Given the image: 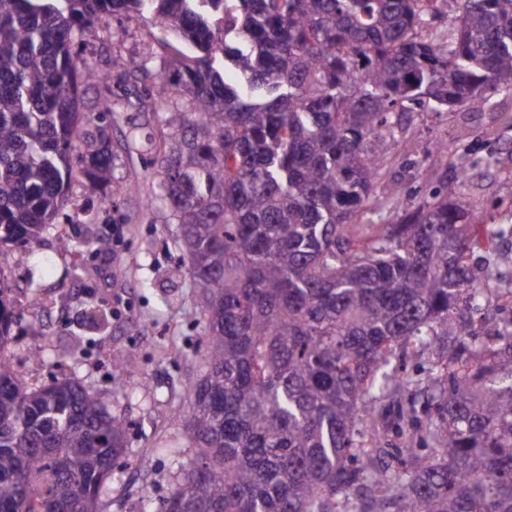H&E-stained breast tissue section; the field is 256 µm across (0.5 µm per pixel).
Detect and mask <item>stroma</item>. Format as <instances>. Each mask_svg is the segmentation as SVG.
<instances>
[{
	"mask_svg": "<svg viewBox=\"0 0 512 512\" xmlns=\"http://www.w3.org/2000/svg\"><path fill=\"white\" fill-rule=\"evenodd\" d=\"M178 46L146 16L121 26L101 23L84 55L110 78L84 84L81 109L97 111L108 96L121 104L106 120L109 193L117 205L100 208L84 179H73L64 222L70 251H58L53 230L37 249L0 248V282L18 316L6 351L22 381L38 387L74 378L129 423L128 465L107 480L103 512H155L170 493L173 470L158 448L167 440L186 444V387L202 374L199 291L191 274H170L182 258L181 228L166 205L145 207L162 180L152 143L176 106L155 104L143 84L124 74L133 58L160 69L163 56ZM463 129L471 130L469 139H460ZM400 141L397 148L371 144L382 162L378 194L385 202L369 204L363 222L395 223L427 200L431 187L443 186L476 214L473 235L485 238L495 225L512 224V97L489 92L442 112H413ZM439 143L447 152L436 151ZM116 224L122 234L111 251H97L93 235H111ZM41 253L54 258L52 270L38 266ZM36 346L43 358L30 357ZM125 352L135 354L133 368L113 365V355Z\"/></svg>",
	"mask_w": 512,
	"mask_h": 512,
	"instance_id": "1",
	"label": "stroma"
}]
</instances>
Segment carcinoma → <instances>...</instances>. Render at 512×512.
I'll use <instances>...</instances> for the list:
<instances>
[{
  "label": "carcinoma",
  "instance_id": "cac0c4a2",
  "mask_svg": "<svg viewBox=\"0 0 512 512\" xmlns=\"http://www.w3.org/2000/svg\"><path fill=\"white\" fill-rule=\"evenodd\" d=\"M446 4L445 41L421 36ZM151 15L188 51L135 59L170 113L155 200L181 224L197 288L203 374L188 387L191 453L168 448L176 484L158 512H512V316L484 339L470 263L498 256L475 215L437 190L395 224L357 232L379 176L373 140L402 118L485 92L512 96V0H0V247L37 244L66 187L111 182L112 101L78 38ZM244 85L224 81L217 55ZM17 318L0 287V512H100L124 465L125 420L73 378L23 386L3 348ZM442 347L420 449L382 448L408 366Z\"/></svg>",
  "mask_w": 512,
  "mask_h": 512
}]
</instances>
